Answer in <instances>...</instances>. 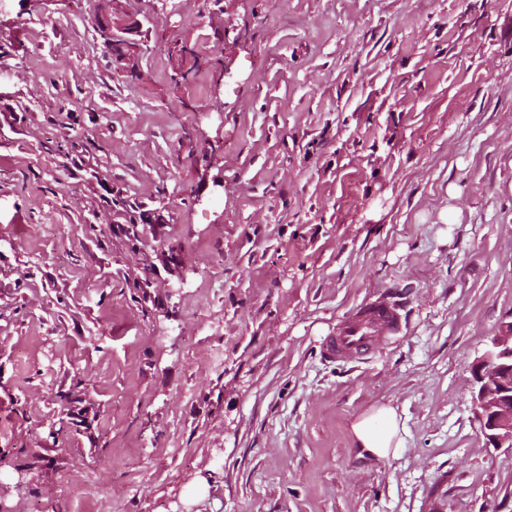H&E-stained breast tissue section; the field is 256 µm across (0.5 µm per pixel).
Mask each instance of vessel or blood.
Returning <instances> with one entry per match:
<instances>
[{"mask_svg":"<svg viewBox=\"0 0 512 512\" xmlns=\"http://www.w3.org/2000/svg\"><path fill=\"white\" fill-rule=\"evenodd\" d=\"M399 316L394 305L379 300L358 310L340 326L327 345L329 355L342 357L369 351L380 340L396 335Z\"/></svg>","mask_w":512,"mask_h":512,"instance_id":"vessel-or-blood-1","label":"vessel or blood"}]
</instances>
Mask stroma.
<instances>
[{"mask_svg": "<svg viewBox=\"0 0 512 512\" xmlns=\"http://www.w3.org/2000/svg\"><path fill=\"white\" fill-rule=\"evenodd\" d=\"M97 6L0 0V498L512 512L471 402L512 318V0H123L134 80ZM177 43L236 80L175 84ZM380 297L399 333L329 359ZM91 21L93 27L105 38L112 51V65L114 69L128 77H136L139 69L132 68V64L139 58L142 48L139 43L130 39L128 35L135 27H139L140 21H133L124 27H119L114 22L112 14L102 10L95 13L91 17ZM356 448L376 457L387 459L392 448H399V421L396 410L380 405L351 424Z\"/></svg>", "mask_w": 512, "mask_h": 512, "instance_id": "35a3bbf8", "label": "stroma"}]
</instances>
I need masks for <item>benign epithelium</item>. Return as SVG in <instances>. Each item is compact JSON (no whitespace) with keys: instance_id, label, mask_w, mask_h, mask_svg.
<instances>
[{"instance_id":"7a95c632","label":"benign epithelium","mask_w":512,"mask_h":512,"mask_svg":"<svg viewBox=\"0 0 512 512\" xmlns=\"http://www.w3.org/2000/svg\"><path fill=\"white\" fill-rule=\"evenodd\" d=\"M91 21L112 48L114 69L135 77L138 70L132 68V64L139 58L142 48L129 34L140 22L119 27L112 14L102 10L95 13ZM471 372L472 401L483 435L494 448L512 449V320L501 323L488 349L472 365Z\"/></svg>"}]
</instances>
